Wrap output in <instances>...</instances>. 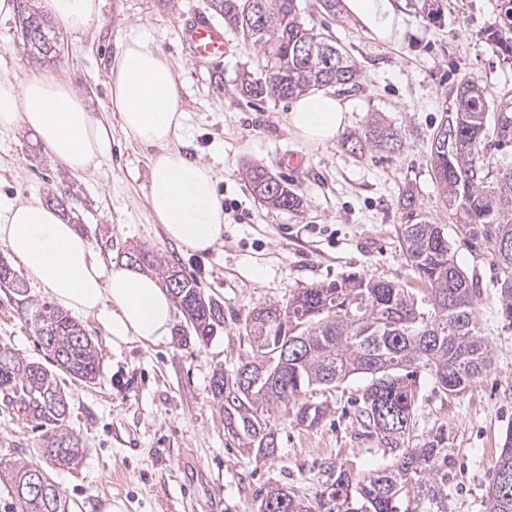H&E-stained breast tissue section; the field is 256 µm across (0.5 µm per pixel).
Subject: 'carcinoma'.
<instances>
[{
	"label": "carcinoma",
	"mask_w": 512,
	"mask_h": 512,
	"mask_svg": "<svg viewBox=\"0 0 512 512\" xmlns=\"http://www.w3.org/2000/svg\"><path fill=\"white\" fill-rule=\"evenodd\" d=\"M18 22L27 52L45 59L55 36L32 7L19 0ZM224 25L254 49L269 75H247L241 95L288 99L319 87H354L358 62L332 40L300 21V0H210ZM473 82L455 89L454 109L441 127L448 128V148L440 146L442 131L433 136L430 162L448 213L459 234L492 245L497 255L498 310L512 327V165L490 168L486 139L493 135L505 145L512 141V114L489 117V93L465 95ZM351 153L401 147L396 130L376 120L359 135L344 141ZM246 178L268 207L296 211L302 197L263 166H253ZM400 205L409 223L400 225V244L408 266L425 284L413 293L385 280L350 278L302 289L281 306L265 303L239 317L248 348L235 369L216 371L213 398L224 413V428L242 448L257 456L277 452L270 418L309 428L330 413L314 400L353 375L369 384L358 402V417L389 441L416 422L419 380L428 375L444 396L471 390L491 368V350L480 333L475 306L476 283L458 265L445 225L434 224L421 212L412 187L403 190ZM136 263L158 271L175 302L190 312L196 335L209 339L224 324L222 304L190 283L181 271L158 256L141 251ZM22 288L15 271L0 263V288ZM278 319H263L265 312ZM36 336L58 370L83 383L99 372V355L86 330L62 310L45 305L33 316ZM258 379L241 388L242 373ZM0 399L31 412L46 428L40 449L47 467H72L85 448L69 427V404L61 397L56 373L17 352L0 347ZM448 426L440 425L413 448H398L393 463L381 470L357 473L348 464L329 467L326 497L336 512H448ZM512 473V425L508 426L496 461L494 478L481 501L482 512H512V484L499 477ZM40 474L46 493L26 487ZM19 512H72L46 467L20 461L7 474ZM286 499L276 512H316L315 502L286 486H273L262 500Z\"/></svg>",
	"instance_id": "cac0c4a2"
}]
</instances>
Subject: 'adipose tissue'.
I'll list each match as a JSON object with an SVG mask.
<instances>
[{
	"label": "adipose tissue",
	"mask_w": 512,
	"mask_h": 512,
	"mask_svg": "<svg viewBox=\"0 0 512 512\" xmlns=\"http://www.w3.org/2000/svg\"><path fill=\"white\" fill-rule=\"evenodd\" d=\"M62 29L82 33L101 0H43ZM342 15L381 41L398 38L396 0H340ZM108 111L125 135L151 151L147 201L166 238L193 253L224 239V208L213 169L186 157L176 142L186 131L180 84L170 59L139 28L129 30L108 77ZM347 106L327 91L300 95L290 130L311 145L332 142L347 123ZM25 127L52 159L75 174L96 169L110 153L112 128L88 98L61 76L29 72L0 79V132ZM0 243L58 304L100 320L113 346L168 341L176 306L152 275L122 263L103 264L86 237L39 198L0 204Z\"/></svg>",
	"instance_id": "1"
}]
</instances>
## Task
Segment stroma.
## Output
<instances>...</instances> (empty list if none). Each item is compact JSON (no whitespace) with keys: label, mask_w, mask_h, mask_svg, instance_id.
Masks as SVG:
<instances>
[{"label":"stroma","mask_w":512,"mask_h":512,"mask_svg":"<svg viewBox=\"0 0 512 512\" xmlns=\"http://www.w3.org/2000/svg\"><path fill=\"white\" fill-rule=\"evenodd\" d=\"M398 3L404 31L390 42L311 0L302 5L305 24L337 41L360 66L358 87L341 94L349 109L346 133L377 119L401 137L400 150L361 157L338 139L311 146L294 135L287 123L292 100L240 96L243 75L258 72L259 63L238 36L228 35L222 62L187 59L178 23L193 15L213 18L208 0H102L99 17L84 33H60L49 60L24 51L17 15L0 17V78L53 72L85 91L94 112L113 125L109 156L81 175L55 163L24 128L0 133V195L20 201L36 196L59 205L104 263L153 251L224 305V325L206 341L180 315L169 341L116 348L96 318H82L98 347L99 376L91 384L67 378L62 387L69 425L85 454L79 466L51 472L74 512H100V503L111 498L121 500L125 512H257L261 489L287 485L312 499L324 489L328 463L347 462L369 472L393 458L390 445L343 414L361 396L365 376L324 393L331 413L319 425L275 422L278 452L268 458L246 452L228 434L211 381L215 370L237 365L247 348L237 319L256 306L283 304L302 289L352 275L415 285L398 237L407 221L399 197L413 187L423 214L447 223L428 145L454 108L456 86L475 81L487 88L492 108L512 113V58L489 38L500 28L503 0H441L434 15L421 0ZM132 27L147 32L174 63L189 128L179 146L213 168L217 194L227 206L224 240L204 254L165 238L145 199L149 152L128 141L105 110L109 69ZM290 155L302 157L304 166L285 167ZM252 165L286 178L302 196L303 208L265 206L245 176ZM126 225L133 233H123ZM448 242L461 269L478 284L479 326L491 346L492 365L458 397H444L431 378L422 377L416 423L398 443L414 447L432 429L448 425V512H481L506 425L512 423V328L502 327L496 316L492 246L453 231ZM1 260L17 271L24 288H0V346L45 362L32 316L50 297L2 244ZM43 436L22 409L0 403V472L18 460L42 464Z\"/></svg>","instance_id":"1"}]
</instances>
